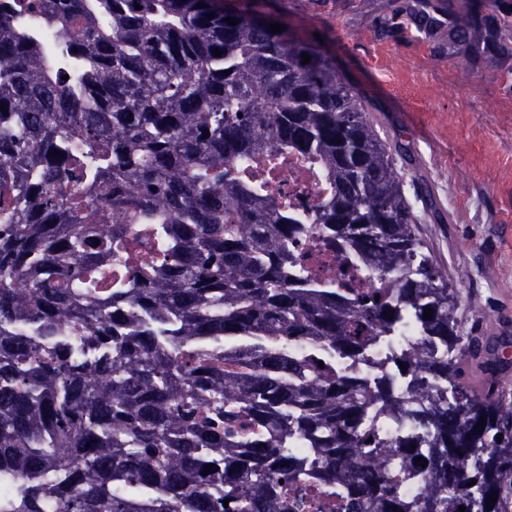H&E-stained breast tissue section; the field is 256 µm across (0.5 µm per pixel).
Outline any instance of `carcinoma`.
I'll list each match as a JSON object with an SVG mask.
<instances>
[{
	"mask_svg": "<svg viewBox=\"0 0 512 512\" xmlns=\"http://www.w3.org/2000/svg\"><path fill=\"white\" fill-rule=\"evenodd\" d=\"M494 5L448 45L511 52ZM269 23L220 0L0 10V512H297L312 487L346 512H512V360L462 344L358 94ZM263 156L309 162L324 196L291 208L247 165ZM313 229L381 287L309 275ZM404 321L420 338L391 372L336 369ZM373 405L406 422L394 442Z\"/></svg>",
	"mask_w": 512,
	"mask_h": 512,
	"instance_id": "cac0c4a2",
	"label": "carcinoma"
}]
</instances>
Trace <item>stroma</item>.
Instances as JSON below:
<instances>
[{
  "mask_svg": "<svg viewBox=\"0 0 512 512\" xmlns=\"http://www.w3.org/2000/svg\"><path fill=\"white\" fill-rule=\"evenodd\" d=\"M417 0H224L307 41L337 70L404 175L462 335L512 353V58L465 61L420 29Z\"/></svg>",
  "mask_w": 512,
  "mask_h": 512,
  "instance_id": "1",
  "label": "stroma"
}]
</instances>
